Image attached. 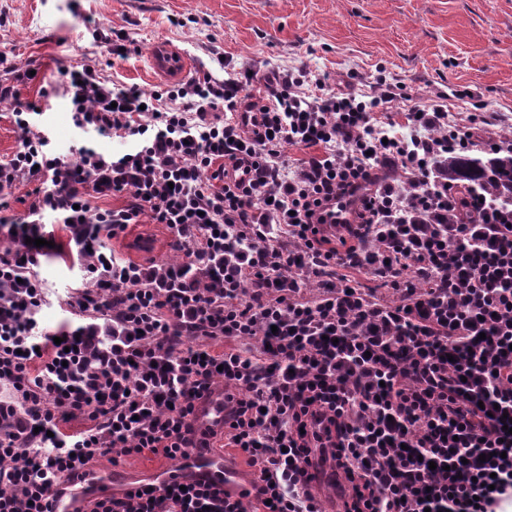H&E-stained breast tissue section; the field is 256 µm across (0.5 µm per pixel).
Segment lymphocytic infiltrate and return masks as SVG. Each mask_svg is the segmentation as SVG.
Here are the masks:
<instances>
[{"label": "lymphocytic infiltrate", "instance_id": "lymphocytic-infiltrate-1", "mask_svg": "<svg viewBox=\"0 0 512 512\" xmlns=\"http://www.w3.org/2000/svg\"><path fill=\"white\" fill-rule=\"evenodd\" d=\"M0 64L20 133L0 193L42 183L25 213L0 197V512H52L59 485L103 460L181 461L218 441L246 457L250 489L146 485L86 512H322L326 479L347 485L336 512L512 505V207L474 190L457 217L439 165L474 141L447 106L405 94L399 136L379 118L395 98L381 74L368 93L306 69L146 93L85 64L60 72L74 125L138 144L73 161L19 100L30 66L2 50ZM220 160L243 180H220ZM116 193L122 207L93 206ZM349 195L360 207L338 221ZM49 215L92 282L54 333L36 318ZM144 216L180 254L165 268L98 245ZM218 391L222 424L197 430L195 401Z\"/></svg>", "mask_w": 512, "mask_h": 512}]
</instances>
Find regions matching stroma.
<instances>
[{"instance_id":"stroma-1","label":"stroma","mask_w":512,"mask_h":512,"mask_svg":"<svg viewBox=\"0 0 512 512\" xmlns=\"http://www.w3.org/2000/svg\"><path fill=\"white\" fill-rule=\"evenodd\" d=\"M92 22L107 35L125 32L127 59L100 55ZM160 41L190 59L192 79L207 70L222 76V59L234 69L305 68L358 86L382 69L400 93L390 122L402 123L406 92L426 105L446 97L459 124L484 137L512 120V0H0V48L39 69L19 98L41 105L34 123L72 159L83 145L119 155L133 140L76 128L58 68L90 62L104 79L148 93L164 83L149 64ZM54 235L58 247L39 267L48 298L37 319L48 330L70 320L66 291L83 283L69 230Z\"/></svg>"}]
</instances>
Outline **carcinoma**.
Returning a JSON list of instances; mask_svg holds the SVG:
<instances>
[{"instance_id": "cac0c4a2", "label": "carcinoma", "mask_w": 512, "mask_h": 512, "mask_svg": "<svg viewBox=\"0 0 512 512\" xmlns=\"http://www.w3.org/2000/svg\"><path fill=\"white\" fill-rule=\"evenodd\" d=\"M444 170L450 184L474 186L489 200L512 202V149L486 160L452 153L444 163Z\"/></svg>"}]
</instances>
